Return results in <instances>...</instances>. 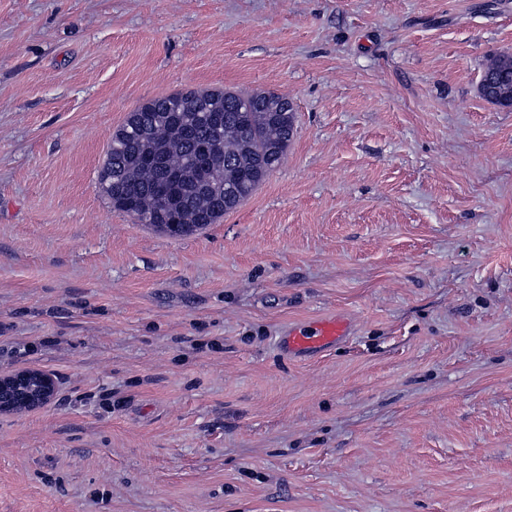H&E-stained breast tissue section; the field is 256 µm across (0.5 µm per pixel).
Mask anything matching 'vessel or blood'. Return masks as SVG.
Here are the masks:
<instances>
[{
  "label": "vessel or blood",
  "mask_w": 512,
  "mask_h": 512,
  "mask_svg": "<svg viewBox=\"0 0 512 512\" xmlns=\"http://www.w3.org/2000/svg\"><path fill=\"white\" fill-rule=\"evenodd\" d=\"M350 334V321L343 315L333 314L288 324L278 347L290 359L319 357L346 342Z\"/></svg>",
  "instance_id": "b4317fda"
}]
</instances>
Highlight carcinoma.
Here are the masks:
<instances>
[{
    "label": "carcinoma",
    "mask_w": 512,
    "mask_h": 512,
    "mask_svg": "<svg viewBox=\"0 0 512 512\" xmlns=\"http://www.w3.org/2000/svg\"><path fill=\"white\" fill-rule=\"evenodd\" d=\"M512 85V53L486 65L478 88L487 102L512 108L497 84ZM263 108L255 93L192 89L154 98L112 133L100 184L112 208L171 236H188L248 199L280 165L296 113L288 97Z\"/></svg>",
    "instance_id": "1"
}]
</instances>
